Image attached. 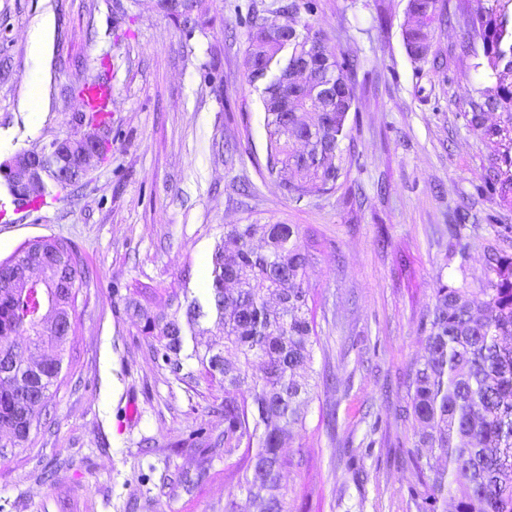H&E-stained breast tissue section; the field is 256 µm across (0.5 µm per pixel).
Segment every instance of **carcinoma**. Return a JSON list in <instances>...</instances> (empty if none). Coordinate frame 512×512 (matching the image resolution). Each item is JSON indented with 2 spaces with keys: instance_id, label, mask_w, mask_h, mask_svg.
<instances>
[{
  "instance_id": "carcinoma-1",
  "label": "carcinoma",
  "mask_w": 512,
  "mask_h": 512,
  "mask_svg": "<svg viewBox=\"0 0 512 512\" xmlns=\"http://www.w3.org/2000/svg\"><path fill=\"white\" fill-rule=\"evenodd\" d=\"M203 2L159 9L187 25L200 17ZM467 2L456 6L466 16L461 48L482 50L477 66L493 83L475 90L464 117L494 146L484 193L512 208V0H485L474 12ZM408 12L406 48L425 61L434 23H445L444 9L439 0H409ZM269 20L251 17L246 67L252 83L272 77L262 89L266 167L283 194L299 202L335 190L344 174L342 144L351 139L358 60L337 53L307 21L294 29L285 50L265 33ZM488 111L500 114L499 123L486 124ZM88 121L104 134L103 156L111 147L110 121L97 112ZM47 178L40 198L68 189L55 170L47 169ZM257 237L264 241L261 251L253 247ZM318 252L316 234L300 224H226L211 255L205 302L183 301L174 291L159 316L147 291L129 301L159 368L178 382L202 380L224 390V456L240 451L243 460L237 493H229L224 512H237L238 493L257 512H291L282 474L303 460L284 457L281 448L305 424L318 387L319 337L304 288ZM26 258L43 273L30 286L0 262V428L11 433L12 448L24 447L52 403L69 343L57 326L73 322L86 278L80 255L64 239L33 241ZM485 267L481 288L442 282L434 288L422 327L426 354L406 375L402 415L413 424L414 468L406 491L417 512H447L450 502L455 512H512V256L489 248ZM15 336L26 337L28 348L48 346L56 354L22 360ZM209 478L207 468L186 470L170 489L192 496Z\"/></svg>"
}]
</instances>
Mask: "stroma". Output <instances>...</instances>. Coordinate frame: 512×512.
<instances>
[{"label":"stroma","instance_id":"1","mask_svg":"<svg viewBox=\"0 0 512 512\" xmlns=\"http://www.w3.org/2000/svg\"><path fill=\"white\" fill-rule=\"evenodd\" d=\"M285 2L205 0L186 26L155 0H0V162L73 134L75 87L112 84V151L76 187L19 210L0 175V261L56 237L89 271L47 421L0 457V512H224L239 458L188 441L223 436V393L158 369L126 298L150 289L162 314L170 290L204 297L225 225L271 219L321 242L305 286L329 383L283 449L305 459L282 478L293 512H416L400 410L422 317L437 282L483 287L487 248L512 256V210L482 192L489 148L463 118L484 76L461 53L463 22L435 30L436 69L406 50L408 0H317L299 20L359 58L354 141L336 191L293 203L266 171L244 65L252 12ZM198 467L210 480L173 497L169 476Z\"/></svg>","mask_w":512,"mask_h":512}]
</instances>
